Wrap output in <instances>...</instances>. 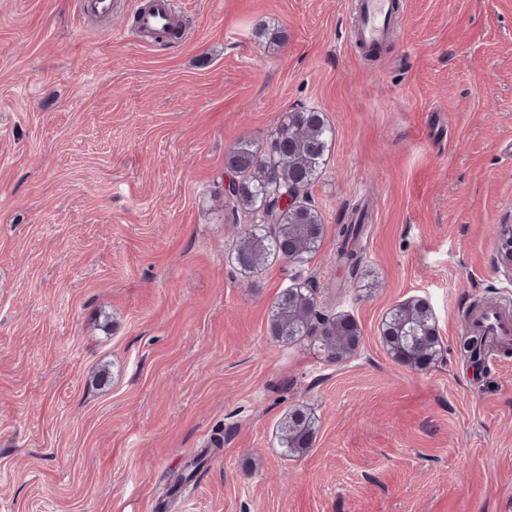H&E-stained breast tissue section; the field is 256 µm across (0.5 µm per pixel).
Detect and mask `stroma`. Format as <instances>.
<instances>
[{"mask_svg":"<svg viewBox=\"0 0 512 512\" xmlns=\"http://www.w3.org/2000/svg\"><path fill=\"white\" fill-rule=\"evenodd\" d=\"M137 2L0 0V512H512V352L460 347L512 310V0H401L373 60L354 0H178L176 51L136 36ZM300 107L334 131L303 191L321 247L242 272L225 157ZM361 203L352 276L336 227ZM299 273L357 323L344 360L271 336ZM416 298L441 339L422 371L380 335ZM295 406L317 434L286 457ZM474 322L487 336H496L503 340H512V314L501 308L488 307L485 311L476 313L470 322V329ZM487 336L474 333L472 330L462 340L463 351L472 359L480 357L486 352Z\"/></svg>","mask_w":512,"mask_h":512,"instance_id":"35a3bbf8","label":"stroma"}]
</instances>
